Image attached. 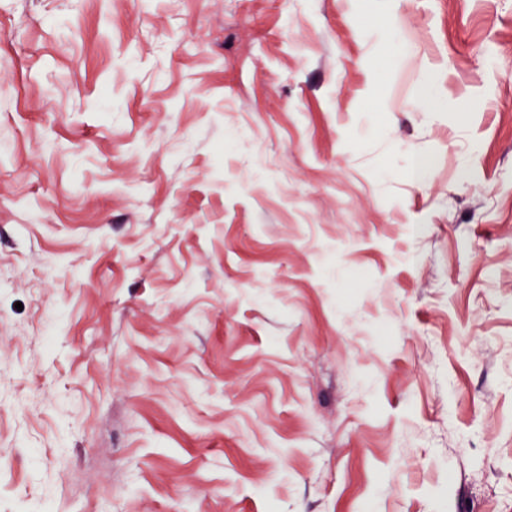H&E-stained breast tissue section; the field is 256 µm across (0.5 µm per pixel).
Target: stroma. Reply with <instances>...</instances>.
Wrapping results in <instances>:
<instances>
[{
    "label": "stroma",
    "instance_id": "stroma-1",
    "mask_svg": "<svg viewBox=\"0 0 512 512\" xmlns=\"http://www.w3.org/2000/svg\"><path fill=\"white\" fill-rule=\"evenodd\" d=\"M0 512H512V0H0Z\"/></svg>",
    "mask_w": 512,
    "mask_h": 512
}]
</instances>
